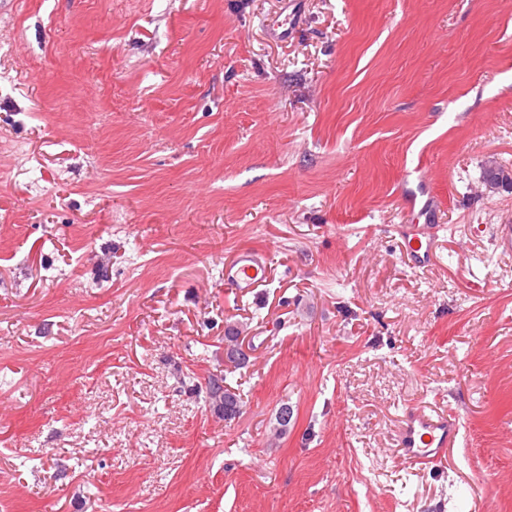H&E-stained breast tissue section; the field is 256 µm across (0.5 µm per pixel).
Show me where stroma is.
Segmentation results:
<instances>
[{
	"mask_svg": "<svg viewBox=\"0 0 512 512\" xmlns=\"http://www.w3.org/2000/svg\"><path fill=\"white\" fill-rule=\"evenodd\" d=\"M490 161L512 0H0V512H512ZM436 224H410L405 237L407 257L415 264H428L435 256L438 243ZM266 280V265L254 251L243 250L224 267V281L233 288L250 290ZM226 382V378L219 380H213L210 382V398L218 402L224 408V411L228 406H232L233 415L236 416L240 412V402L236 393L231 392L225 385L222 383ZM460 437V424L455 415L410 408L398 428L397 446L405 462L426 466L440 458Z\"/></svg>",
	"mask_w": 512,
	"mask_h": 512,
	"instance_id": "stroma-1",
	"label": "stroma"
}]
</instances>
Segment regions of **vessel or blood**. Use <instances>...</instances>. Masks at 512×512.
Returning <instances> with one entry per match:
<instances>
[{
	"label": "vessel or blood",
	"mask_w": 512,
	"mask_h": 512,
	"mask_svg": "<svg viewBox=\"0 0 512 512\" xmlns=\"http://www.w3.org/2000/svg\"><path fill=\"white\" fill-rule=\"evenodd\" d=\"M437 232L438 227L434 224L409 225L405 237L407 257L416 264H428L438 248ZM224 279L235 288H255L266 279V265L258 253L244 250L225 267ZM460 437L456 416L412 408L400 423L397 445L405 462L426 466L440 458L444 450L455 445Z\"/></svg>",
	"instance_id": "1"
}]
</instances>
